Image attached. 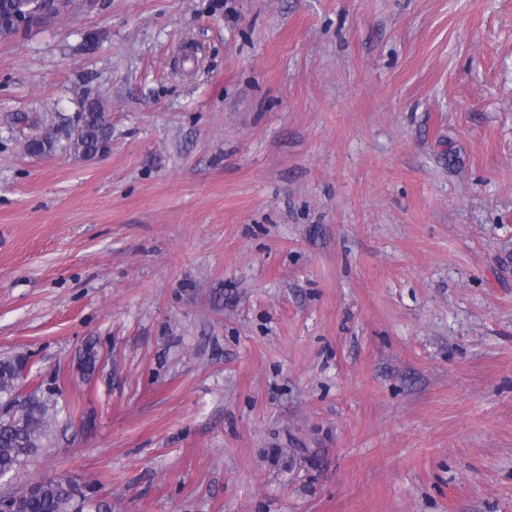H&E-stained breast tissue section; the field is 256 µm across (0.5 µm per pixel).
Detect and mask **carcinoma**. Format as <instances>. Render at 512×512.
I'll use <instances>...</instances> for the list:
<instances>
[{
  "instance_id": "obj_1",
  "label": "carcinoma",
  "mask_w": 512,
  "mask_h": 512,
  "mask_svg": "<svg viewBox=\"0 0 512 512\" xmlns=\"http://www.w3.org/2000/svg\"><path fill=\"white\" fill-rule=\"evenodd\" d=\"M53 3L48 14L33 10V0H0V38L19 33L15 18L31 16L30 27H40L49 20L66 13L73 0H41V5ZM112 137V124L102 102L86 98L82 109L67 132L62 149L84 159H93L99 148L107 147ZM55 147L52 135L46 133L31 138L25 148L32 155H40ZM100 362L94 344L85 347L80 355L84 372L91 374ZM30 370L23 356L0 358V404L21 402L15 411L0 413V476L5 477L26 465L31 457L46 448L56 433L61 407L57 391L37 386L24 399H19V381L22 372ZM27 493L19 500V512H84L90 498L68 479L44 478L26 484Z\"/></svg>"
}]
</instances>
